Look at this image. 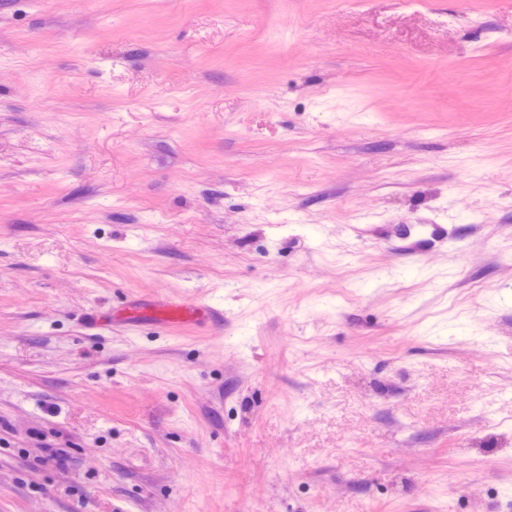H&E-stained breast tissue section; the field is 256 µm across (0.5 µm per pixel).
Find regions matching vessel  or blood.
Wrapping results in <instances>:
<instances>
[{"instance_id":"obj_1","label":"vessel or blood","mask_w":512,"mask_h":512,"mask_svg":"<svg viewBox=\"0 0 512 512\" xmlns=\"http://www.w3.org/2000/svg\"><path fill=\"white\" fill-rule=\"evenodd\" d=\"M116 318L134 323L148 320L167 326L197 327L222 320L223 315L195 296L155 295L147 299L129 297L120 308L89 315L88 320L103 324Z\"/></svg>"}]
</instances>
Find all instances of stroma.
<instances>
[{"mask_svg":"<svg viewBox=\"0 0 512 512\" xmlns=\"http://www.w3.org/2000/svg\"><path fill=\"white\" fill-rule=\"evenodd\" d=\"M0 512H512V0H0ZM120 308L90 314L88 322L111 323L112 318L140 323L148 320L167 326L208 325L224 319V315L196 296L154 295L151 298L130 296Z\"/></svg>","mask_w":512,"mask_h":512,"instance_id":"1","label":"stroma"}]
</instances>
